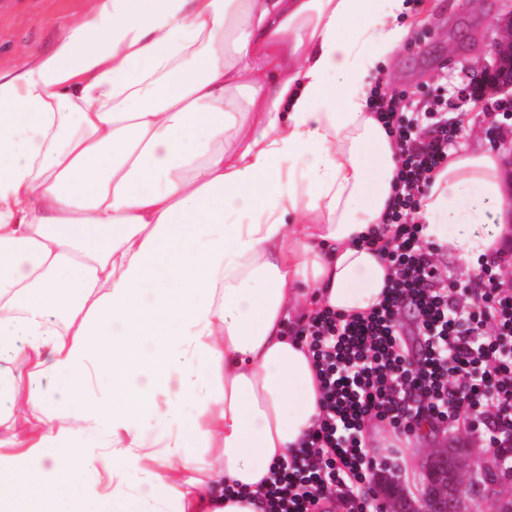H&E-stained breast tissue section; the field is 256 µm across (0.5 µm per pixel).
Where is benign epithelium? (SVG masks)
Listing matches in <instances>:
<instances>
[{"instance_id": "1", "label": "benign epithelium", "mask_w": 512, "mask_h": 512, "mask_svg": "<svg viewBox=\"0 0 512 512\" xmlns=\"http://www.w3.org/2000/svg\"><path fill=\"white\" fill-rule=\"evenodd\" d=\"M500 37L490 49L491 61L464 89L462 98L481 101L488 95H506L512 105V13L495 21ZM424 492L409 497L400 477L389 476L379 512H469V498L477 495L488 512H512V494L500 490L511 470H503L498 449L480 457L470 448L443 446L432 449L424 460Z\"/></svg>"}]
</instances>
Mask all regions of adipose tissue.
Instances as JSON below:
<instances>
[{"mask_svg":"<svg viewBox=\"0 0 512 512\" xmlns=\"http://www.w3.org/2000/svg\"><path fill=\"white\" fill-rule=\"evenodd\" d=\"M410 9L98 0L49 54L0 70V417L25 383L48 423L34 444L15 434L0 512H60L61 479L101 466L95 512H262L271 465L321 412L312 357L287 333L301 289L358 314L390 276L365 243L397 166L368 95ZM506 205L499 155L464 147L418 219L469 261L497 250ZM94 377L111 398L88 394ZM86 421L111 435L100 453L70 441ZM184 468L210 483L182 489Z\"/></svg>","mask_w":512,"mask_h":512,"instance_id":"obj_1","label":"adipose tissue"}]
</instances>
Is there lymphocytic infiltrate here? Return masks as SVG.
Returning a JSON list of instances; mask_svg holds the SVG:
<instances>
[{"label":"lymphocytic infiltrate","mask_w":512,"mask_h":512,"mask_svg":"<svg viewBox=\"0 0 512 512\" xmlns=\"http://www.w3.org/2000/svg\"><path fill=\"white\" fill-rule=\"evenodd\" d=\"M371 100L397 150L389 239L381 248L391 277L368 312L323 308L298 329L316 363L323 411L297 450L273 467L268 512H327L338 499L349 512H372L379 459L367 454L364 430L373 422L390 434L383 459L391 462L423 424H452L478 407L491 444L512 447V290L489 268L463 286L448 281L411 218L432 172L447 161L457 126L443 112L414 116L400 97L375 91ZM407 311L415 321L413 352L401 333Z\"/></svg>","instance_id":"1"}]
</instances>
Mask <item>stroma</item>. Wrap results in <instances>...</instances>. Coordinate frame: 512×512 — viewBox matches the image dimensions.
<instances>
[{"label":"stroma","instance_id":"obj_1","mask_svg":"<svg viewBox=\"0 0 512 512\" xmlns=\"http://www.w3.org/2000/svg\"><path fill=\"white\" fill-rule=\"evenodd\" d=\"M415 28L410 41L386 67V93H402L413 111H425L439 91H446L449 121L461 132L454 147L502 152L512 140V120L504 119L499 97L481 103L461 102L458 91L468 77L490 60L497 36L492 22L512 12V0H412ZM97 0H0V68L16 69L51 51L71 25L92 17ZM473 417H461L433 439L420 436L406 444L399 471L410 493L423 485L422 461L430 449L448 444L484 453L488 444L472 431Z\"/></svg>","mask_w":512,"mask_h":512}]
</instances>
